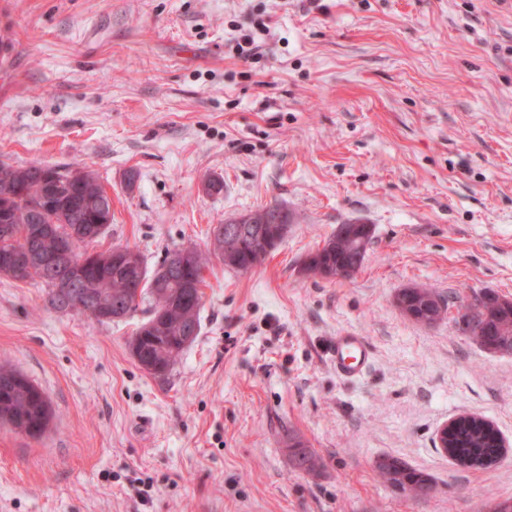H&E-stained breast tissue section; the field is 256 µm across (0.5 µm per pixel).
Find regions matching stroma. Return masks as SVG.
Segmentation results:
<instances>
[{
  "instance_id": "obj_1",
  "label": "stroma",
  "mask_w": 512,
  "mask_h": 512,
  "mask_svg": "<svg viewBox=\"0 0 512 512\" xmlns=\"http://www.w3.org/2000/svg\"><path fill=\"white\" fill-rule=\"evenodd\" d=\"M261 19L266 53L243 61L235 39ZM1 161L91 167L112 198L99 249L151 266L260 207L297 220L249 272L212 259L200 333L163 378L131 352L142 312L60 313L41 284L0 275V362L53 410L38 439L0 423V512H485L512 498V453L464 468L436 439L468 414L512 444V354L458 323L483 293L512 300V0H0ZM352 222L372 228L361 268L306 273ZM413 284L445 297L442 320L396 307ZM343 331L372 352L353 382L328 358ZM293 437L314 471L294 468ZM385 455L429 474L432 496L383 484Z\"/></svg>"
}]
</instances>
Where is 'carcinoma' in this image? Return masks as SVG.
Returning a JSON list of instances; mask_svg holds the SVG:
<instances>
[{
	"instance_id": "carcinoma-1",
	"label": "carcinoma",
	"mask_w": 512,
	"mask_h": 512,
	"mask_svg": "<svg viewBox=\"0 0 512 512\" xmlns=\"http://www.w3.org/2000/svg\"><path fill=\"white\" fill-rule=\"evenodd\" d=\"M41 164L15 167L0 162V270L10 277L38 281L48 288L50 305L58 312L82 311L98 322L106 317L121 320L148 301L147 320L151 326L143 336L131 339V351L144 369L162 375L174 365L184 350V336L200 332V309L203 284L202 271L209 256L194 247L187 248L190 257L181 258L179 250L167 253L159 265L150 270L144 258L139 264L111 262L100 265L94 243L112 224V199L102 194L97 175L88 170L85 179L61 184L58 206L27 216L26 228L4 221L5 208L22 209L13 195L20 189L26 193L25 205L52 192L42 183ZM288 228L275 224H253L234 250L224 253V266L247 272L265 258V251L254 249L260 237H270L277 246ZM76 242L78 254L85 256L79 271L71 260L60 253L64 238ZM368 242L357 236L338 241L328 239L309 254L304 262L307 273L346 279L356 272L365 259ZM488 312L469 309L471 319L463 330H471V339L493 353H512V301H499ZM396 305L408 318L425 325L442 319L447 301L432 288L419 285L399 290ZM42 391L24 374L0 364V423L6 422L21 433H28L33 422L45 433L51 418L50 403L40 401ZM294 467L312 471L317 466L315 453L297 440L291 448ZM448 452L455 460L473 466L493 461L500 454L498 430L487 426L473 415L459 417V423L448 435ZM378 476L399 493L426 499L434 491L430 475L410 467L395 456H383L375 462Z\"/></svg>"
}]
</instances>
